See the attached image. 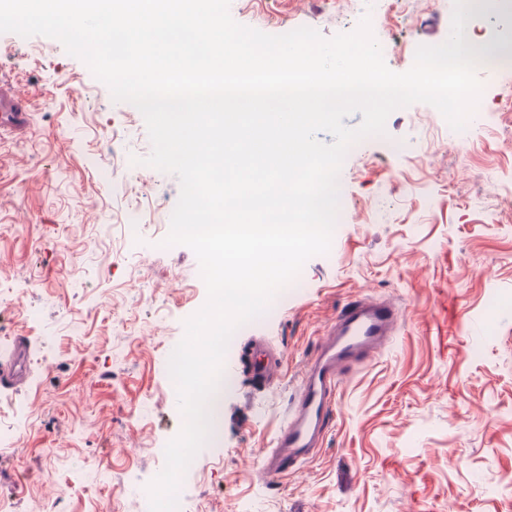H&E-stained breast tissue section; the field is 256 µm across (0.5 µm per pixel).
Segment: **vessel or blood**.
Wrapping results in <instances>:
<instances>
[{
    "instance_id": "1",
    "label": "vessel or blood",
    "mask_w": 512,
    "mask_h": 512,
    "mask_svg": "<svg viewBox=\"0 0 512 512\" xmlns=\"http://www.w3.org/2000/svg\"><path fill=\"white\" fill-rule=\"evenodd\" d=\"M13 118H23L26 98L17 96L8 80H0V108ZM401 325L398 308L386 300L359 299L339 310L336 322L320 341L299 381L298 391L283 425L274 437L273 450L266 457V478H287L297 462L312 457L322 442L335 411V393L342 369L349 362L378 350ZM29 346L25 338L15 341L12 353L0 359V387L14 389L27 377ZM249 379L262 388L275 384L283 356L271 342L254 339L241 350Z\"/></svg>"
}]
</instances>
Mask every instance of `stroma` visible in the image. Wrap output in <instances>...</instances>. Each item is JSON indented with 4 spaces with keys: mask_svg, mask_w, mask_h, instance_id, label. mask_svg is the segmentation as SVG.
Wrapping results in <instances>:
<instances>
[{
    "mask_svg": "<svg viewBox=\"0 0 512 512\" xmlns=\"http://www.w3.org/2000/svg\"><path fill=\"white\" fill-rule=\"evenodd\" d=\"M452 11L453 0L230 4L271 35L329 38L371 16L397 73L447 39ZM0 74L29 99L26 125L0 135V284L12 290L0 353L30 339L25 384L0 390V424L26 422L0 450V496L14 512H149L136 488L184 424L169 359L207 299L194 252L163 244L179 180L141 165L142 114L58 40L0 33ZM478 77L472 143L415 103L348 151L329 252L227 348L220 437L183 477L186 512H512V67ZM363 297L395 302L401 327L347 365L317 453L272 483L262 460L307 358ZM253 336L285 354L266 390L238 368Z\"/></svg>",
    "mask_w": 512,
    "mask_h": 512,
    "instance_id": "obj_1",
    "label": "stroma"
}]
</instances>
